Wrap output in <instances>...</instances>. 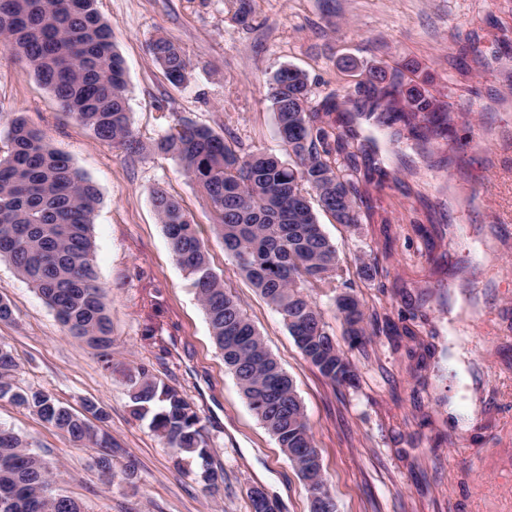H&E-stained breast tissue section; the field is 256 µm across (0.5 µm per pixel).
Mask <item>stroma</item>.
Masks as SVG:
<instances>
[{
	"mask_svg": "<svg viewBox=\"0 0 512 512\" xmlns=\"http://www.w3.org/2000/svg\"><path fill=\"white\" fill-rule=\"evenodd\" d=\"M127 71L132 128L151 145L179 120L213 129L247 150L283 154L269 81L305 71L316 97L341 93L378 67L435 97L447 138L419 148L403 125L377 130L370 218L348 228L318 220L344 265L380 259L374 281L355 280L369 323L421 314L417 339L373 337L348 351L359 385L336 386L306 362L277 312L242 275L212 230L200 189L168 158L97 140L63 112L33 73L0 47V128L25 113L99 189L94 263L112 310V361L66 336L53 310L0 261V322L13 379L81 410L108 414L120 448L105 483L92 447L73 446L30 410L0 400L12 429L57 475L82 512H251L262 488L278 512H309V494L272 433L224 366L205 314L172 257L151 204L155 187L198 226L211 265L268 350L293 379L339 512H512V0H254V21L233 0H98ZM165 36L194 67L171 84L149 51ZM356 58L359 69L338 62ZM154 339H144L146 327ZM121 364L146 365L195 405L223 471L219 492L174 468L148 420L129 411Z\"/></svg>",
	"mask_w": 512,
	"mask_h": 512,
	"instance_id": "obj_1",
	"label": "stroma"
}]
</instances>
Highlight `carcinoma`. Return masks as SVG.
I'll return each instance as SVG.
<instances>
[{"mask_svg": "<svg viewBox=\"0 0 512 512\" xmlns=\"http://www.w3.org/2000/svg\"><path fill=\"white\" fill-rule=\"evenodd\" d=\"M236 21H253L251 0H235ZM0 44L56 98L61 109L96 139L140 153L126 106L127 67L112 41V28L96 0H0ZM151 52L167 80L180 85L189 74L182 47L165 37ZM268 99L289 160L244 151L210 127L183 121L169 128L154 152L180 165L204 193L215 213V233L239 270L281 316L304 359L327 379L355 387V368L322 319L312 294L334 292L343 333L352 348L365 346L387 327L367 328L363 304L346 291L350 269L339 248L321 228L312 202L336 223L355 227L367 204L361 184L370 174L355 163L373 155L376 138L350 127V109L359 100L370 112L389 113L407 125L422 116L431 135L448 132L437 124L436 100L416 87L402 89L399 76L371 68L355 90L339 97L312 98L308 75L293 66L277 70ZM11 149L0 156V260L10 262L45 302L68 335L98 351L112 367V316L107 289L94 264L92 227L101 197L96 185L57 151L24 113L16 112L3 130ZM174 260L191 281L224 364L257 418L275 436L307 485L310 500L330 493L314 438L293 380L269 352L238 300L212 269L204 242L177 199L157 187L151 194ZM376 260L357 259L356 274L371 281ZM15 359L0 345V399L23 406L77 446L98 449L95 463L110 478L135 473L128 461L112 467V437L92 420L107 419L93 401L76 412L41 389L13 382ZM130 413L150 418L152 430L182 470L189 458L202 461L204 489L214 492L224 474L208 466L210 444L195 406L184 393L144 365L122 371ZM49 465L15 432L0 427V512H82L73 498L53 488Z\"/></svg>", "mask_w": 512, "mask_h": 512, "instance_id": "obj_1", "label": "carcinoma"}]
</instances>
